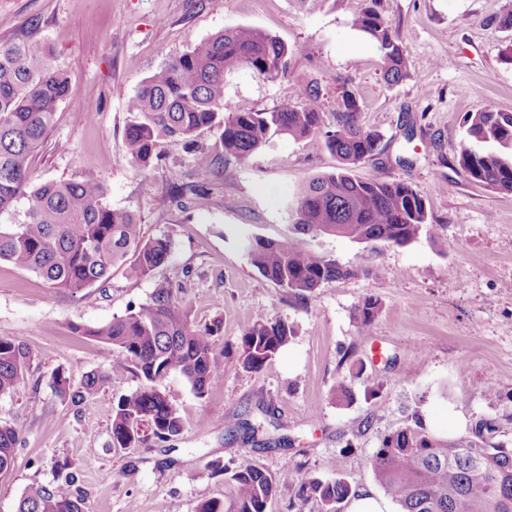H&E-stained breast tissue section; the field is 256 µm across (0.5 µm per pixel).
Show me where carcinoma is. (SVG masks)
Instances as JSON below:
<instances>
[{"instance_id": "cac0c4a2", "label": "carcinoma", "mask_w": 512, "mask_h": 512, "mask_svg": "<svg viewBox=\"0 0 512 512\" xmlns=\"http://www.w3.org/2000/svg\"><path fill=\"white\" fill-rule=\"evenodd\" d=\"M352 28L367 36L382 61L383 78L397 85L410 76L409 63L392 24L363 0ZM240 68L264 81L288 77V46L275 36L246 26L226 28L197 43L144 79L129 98L125 131L127 158L145 171L160 158L163 141L219 131L224 155L245 159L274 136L303 140L321 134L335 155V171L311 178L292 198L295 232L343 237L358 244L405 247L434 227L424 199L409 184L362 179L354 170L374 156L379 135L360 120L355 95L343 80L332 121L308 103L272 111L234 112L224 117V76ZM65 73L52 54L22 39H0V261L31 271L58 293L83 300L112 269L124 265L147 277L164 265L172 240L146 239L137 216L112 208L103 187L91 180H54L30 185L34 152L57 121L67 96ZM466 135L457 150L467 177L497 193L512 194V112L484 106L468 112ZM253 265L267 279L306 298L323 284L369 274L367 261L341 263L335 256L304 248L292 238H249ZM181 286L160 280L149 299L99 328L73 327L74 333L99 343L105 363L73 387L62 370L51 376L55 394L79 404L98 395L115 372H130L139 386L112 403L114 448H135L148 436L167 442L184 422L178 409L156 387L177 372L203 398L224 374L215 333L190 322L179 298ZM382 303L365 297L353 310L360 334H369ZM296 336L283 319L255 316L235 348L238 363L257 372ZM35 359L27 345L0 337V395L10 393ZM354 387L345 380L330 390V400L349 404ZM494 420L477 421L470 435L451 439L419 422L405 424L379 438L370 465L375 479L400 512H512V448L495 441ZM21 430L0 425V474L15 461ZM229 495L208 500L197 512H266L277 493L276 479L254 463L224 471ZM66 462L57 464L54 482L35 485L20 497L17 512H84L85 497ZM352 494L342 479L310 477L300 481L294 510L304 512L312 499L322 512H339Z\"/></svg>"}]
</instances>
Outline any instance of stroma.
I'll list each match as a JSON object with an SVG mask.
<instances>
[{
	"label": "stroma",
	"instance_id": "stroma-1",
	"mask_svg": "<svg viewBox=\"0 0 512 512\" xmlns=\"http://www.w3.org/2000/svg\"><path fill=\"white\" fill-rule=\"evenodd\" d=\"M361 0H0V37L51 48L69 78L59 120L35 154L29 181L91 179L115 209L134 212L145 237L172 238L168 261L153 276L114 270L92 301L49 289L35 273L0 261V337L36 354L14 390L0 396V423L21 428L13 469L0 474V512L52 482L70 464L86 493L85 512H197L229 489L219 466L260 465L278 484L267 512H293L301 477L340 478L377 489L369 459L381 434L419 419L444 437L468 435L496 419L497 439L512 446V195L469 181L457 160L463 117L494 102L512 112V31L498 29L512 0H379L398 33L411 76L390 86L375 45L351 27ZM258 28L287 44L290 74L265 82L248 70L224 80L225 113L300 106L317 83V106L335 112L339 78L360 105L362 124L381 141L358 177L398 180L425 200L436 227L405 247L378 246L371 275L324 284L305 300L266 279L244 238L293 234L289 202L338 160L323 136H276L251 156H222L216 133L194 145L168 140L149 171L127 158L128 99L139 83L196 43L229 27ZM205 149L220 154L209 169ZM194 185L181 202L158 208L157 196ZM234 207H226V200ZM182 287L193 325H219L224 376L197 398L176 373L158 383L185 427L169 442L116 449L112 401L139 385L113 376L105 392L73 405L49 385L56 369L73 382L102 362L100 346L73 325L100 327L145 303L158 279ZM383 309L369 335L352 312L366 296ZM281 318L297 334L258 372L244 370L235 346L255 313ZM379 384L377 396L351 405L329 398L354 362ZM496 396H489L485 382ZM261 422L244 441L242 421ZM368 429H361L362 421Z\"/></svg>",
	"mask_w": 512,
	"mask_h": 512
}]
</instances>
